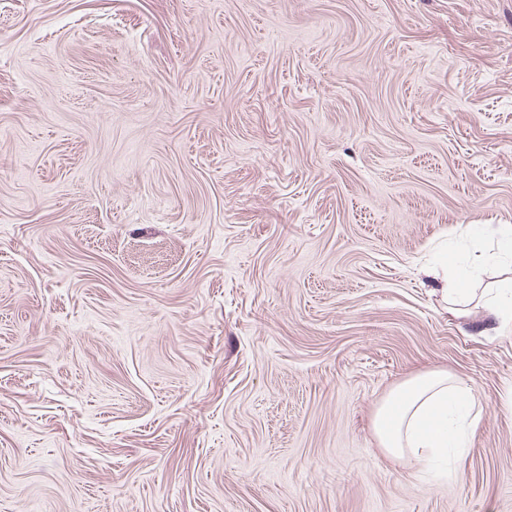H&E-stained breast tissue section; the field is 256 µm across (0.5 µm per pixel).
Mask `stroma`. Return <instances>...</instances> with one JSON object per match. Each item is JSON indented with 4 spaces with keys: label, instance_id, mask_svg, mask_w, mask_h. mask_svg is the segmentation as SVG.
<instances>
[{
    "label": "stroma",
    "instance_id": "obj_1",
    "mask_svg": "<svg viewBox=\"0 0 512 512\" xmlns=\"http://www.w3.org/2000/svg\"><path fill=\"white\" fill-rule=\"evenodd\" d=\"M512 0H0V512H512ZM483 414L414 474L376 405ZM441 280L443 286L442 294L448 302V311L456 317H467L469 314V304L472 301L471 288H463L466 284L464 280H448V265H441ZM482 307L487 317L500 319L505 312L512 313V289L508 285L496 288L494 293H485L482 299ZM473 387L448 371L433 369L392 388L373 414L379 447L415 473L433 462L459 459L480 422Z\"/></svg>",
    "mask_w": 512,
    "mask_h": 512
}]
</instances>
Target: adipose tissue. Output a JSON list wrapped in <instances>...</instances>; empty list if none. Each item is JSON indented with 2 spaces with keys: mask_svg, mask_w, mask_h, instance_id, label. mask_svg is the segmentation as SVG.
Instances as JSON below:
<instances>
[{
  "mask_svg": "<svg viewBox=\"0 0 512 512\" xmlns=\"http://www.w3.org/2000/svg\"><path fill=\"white\" fill-rule=\"evenodd\" d=\"M480 412L473 387L433 369L406 379L382 398L373 430L387 455L418 473L437 460L461 457Z\"/></svg>",
  "mask_w": 512,
  "mask_h": 512,
  "instance_id": "1",
  "label": "adipose tissue"
}]
</instances>
